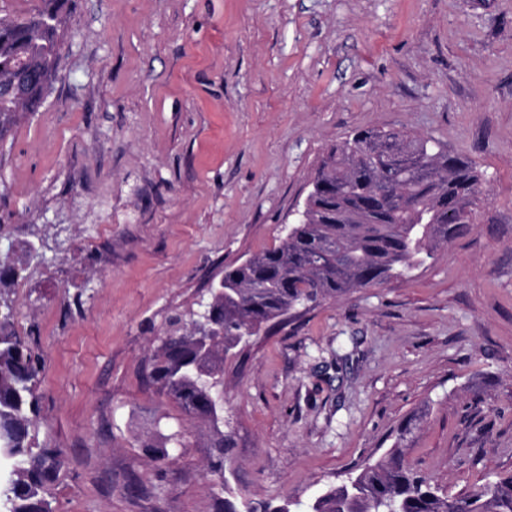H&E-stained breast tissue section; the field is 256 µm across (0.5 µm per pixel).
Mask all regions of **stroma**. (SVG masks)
Returning <instances> with one entry per match:
<instances>
[{"label":"stroma","mask_w":512,"mask_h":512,"mask_svg":"<svg viewBox=\"0 0 512 512\" xmlns=\"http://www.w3.org/2000/svg\"><path fill=\"white\" fill-rule=\"evenodd\" d=\"M368 128L470 161L475 220L226 358L234 484L309 502L410 418L405 462L448 495L512 475V0H70L58 77L0 144V248L47 245L5 294L44 358L33 446L69 458L57 512H213L205 429L147 359ZM161 426L184 438L159 471Z\"/></svg>","instance_id":"1"}]
</instances>
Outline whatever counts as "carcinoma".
Wrapping results in <instances>:
<instances>
[{
	"label": "carcinoma",
	"instance_id": "carcinoma-1",
	"mask_svg": "<svg viewBox=\"0 0 512 512\" xmlns=\"http://www.w3.org/2000/svg\"><path fill=\"white\" fill-rule=\"evenodd\" d=\"M24 16H0V141L20 113L32 114L57 75L66 0H42ZM481 175L467 160L430 138L363 130L331 147L317 169L302 217L281 243L224 269L204 309L188 323L174 315L151 357L148 384L171 398L208 432L214 461L207 474L214 512H254L226 470L233 433L224 430V359L269 324L352 290L408 275L435 248L473 223ZM24 271L0 257V290ZM12 301L0 293V458L10 464L3 512H53L50 487L66 466L59 448L33 451L40 413L35 393L43 364L37 345L14 331ZM396 447L366 463L349 480L318 491L306 512H512V476L450 497L405 466ZM182 447L177 431L142 445L159 467Z\"/></svg>",
	"mask_w": 512,
	"mask_h": 512
}]
</instances>
